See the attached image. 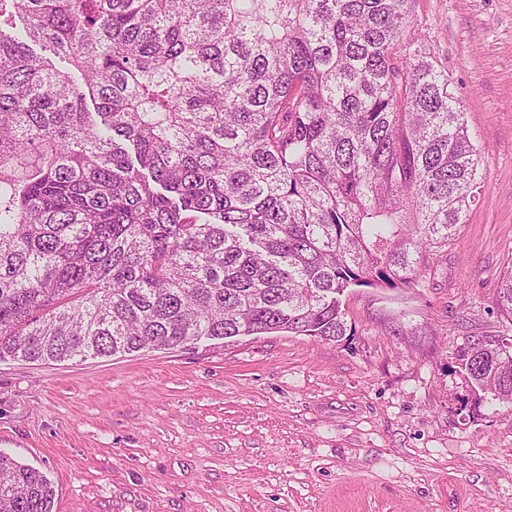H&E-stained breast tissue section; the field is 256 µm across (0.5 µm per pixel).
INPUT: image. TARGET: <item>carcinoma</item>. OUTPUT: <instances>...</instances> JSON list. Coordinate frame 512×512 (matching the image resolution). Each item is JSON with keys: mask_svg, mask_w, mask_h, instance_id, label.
I'll use <instances>...</instances> for the list:
<instances>
[{"mask_svg": "<svg viewBox=\"0 0 512 512\" xmlns=\"http://www.w3.org/2000/svg\"><path fill=\"white\" fill-rule=\"evenodd\" d=\"M411 2L0 0V359L340 342L345 292L417 283L482 181ZM495 342L455 354L473 414ZM54 499L0 451V512Z\"/></svg>", "mask_w": 512, "mask_h": 512, "instance_id": "obj_1", "label": "carcinoma"}]
</instances>
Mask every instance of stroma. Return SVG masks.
Listing matches in <instances>:
<instances>
[{"label": "stroma", "instance_id": "stroma-1", "mask_svg": "<svg viewBox=\"0 0 512 512\" xmlns=\"http://www.w3.org/2000/svg\"><path fill=\"white\" fill-rule=\"evenodd\" d=\"M482 191L413 288H355L341 342L272 333L65 362L0 360V450L53 512H512V405L471 416L468 338L512 339V0H414Z\"/></svg>", "mask_w": 512, "mask_h": 512}]
</instances>
